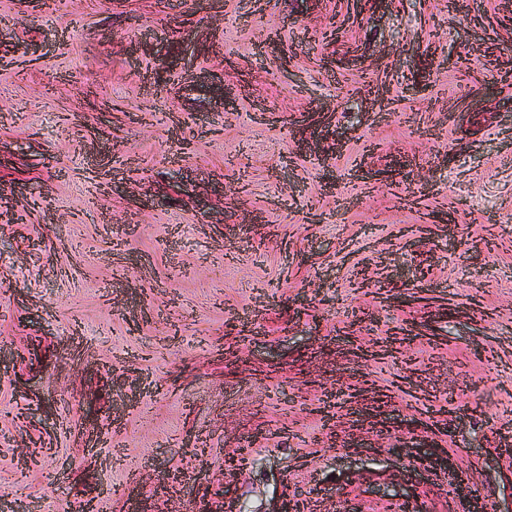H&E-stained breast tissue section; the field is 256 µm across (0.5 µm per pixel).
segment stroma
<instances>
[{
	"label": "stroma",
	"mask_w": 512,
	"mask_h": 512,
	"mask_svg": "<svg viewBox=\"0 0 512 512\" xmlns=\"http://www.w3.org/2000/svg\"><path fill=\"white\" fill-rule=\"evenodd\" d=\"M506 437L512 0H0V512H512Z\"/></svg>",
	"instance_id": "stroma-1"
}]
</instances>
